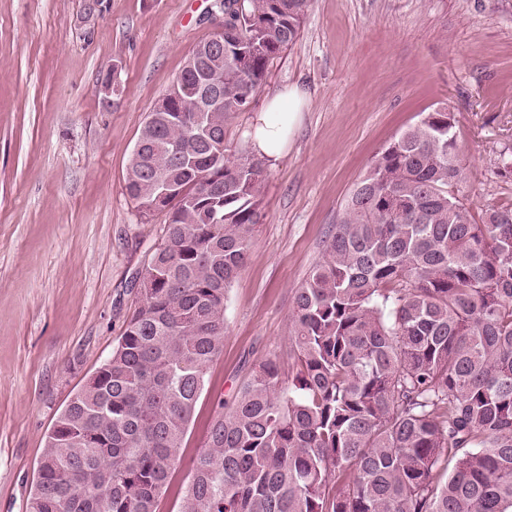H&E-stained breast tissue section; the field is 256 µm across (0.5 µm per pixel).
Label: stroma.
I'll use <instances>...</instances> for the list:
<instances>
[{
	"instance_id": "obj_1",
	"label": "stroma",
	"mask_w": 512,
	"mask_h": 512,
	"mask_svg": "<svg viewBox=\"0 0 512 512\" xmlns=\"http://www.w3.org/2000/svg\"><path fill=\"white\" fill-rule=\"evenodd\" d=\"M218 14L216 0H0V512H26L47 434L139 304L165 216L139 213L128 160ZM116 61L109 105L96 85ZM294 84L308 105L266 168L250 258L225 301L224 350L159 512H177L218 401L269 354L287 358L293 291L396 136L448 107L460 198L477 217L512 203V183L494 173L512 146V0H313L299 40L227 124V154L248 150L253 113Z\"/></svg>"
}]
</instances>
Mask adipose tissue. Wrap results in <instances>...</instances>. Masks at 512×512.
Listing matches in <instances>:
<instances>
[{
	"label": "adipose tissue",
	"mask_w": 512,
	"mask_h": 512,
	"mask_svg": "<svg viewBox=\"0 0 512 512\" xmlns=\"http://www.w3.org/2000/svg\"><path fill=\"white\" fill-rule=\"evenodd\" d=\"M307 105L306 92L296 85L271 95L264 108L256 112L246 133L254 153L273 164L287 150L290 136Z\"/></svg>",
	"instance_id": "ef3b65f1"
}]
</instances>
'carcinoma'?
<instances>
[{
	"instance_id": "1",
	"label": "carcinoma",
	"mask_w": 512,
	"mask_h": 512,
	"mask_svg": "<svg viewBox=\"0 0 512 512\" xmlns=\"http://www.w3.org/2000/svg\"><path fill=\"white\" fill-rule=\"evenodd\" d=\"M311 0H222L224 46L194 50L131 153L126 189L165 214L141 301L46 437L26 512H157L222 353L224 300L260 220L265 160L225 153ZM224 108L195 111L202 78ZM454 113L370 164L294 290L273 354L219 401L179 512H512V205L480 219ZM496 175L512 179V148ZM175 193L156 197V178Z\"/></svg>"
}]
</instances>
